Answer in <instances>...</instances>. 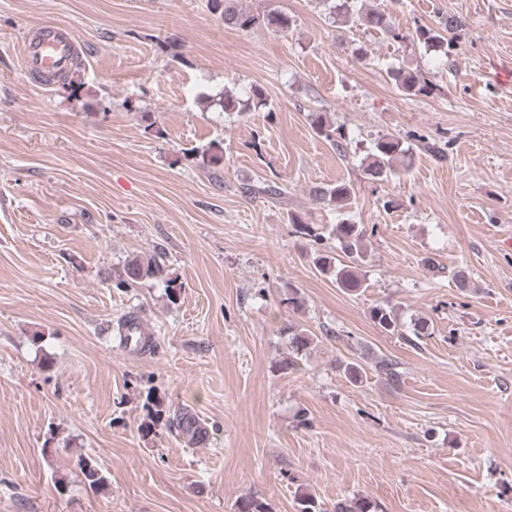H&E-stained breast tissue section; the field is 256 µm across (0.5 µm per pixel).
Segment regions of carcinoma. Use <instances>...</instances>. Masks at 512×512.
<instances>
[{"mask_svg":"<svg viewBox=\"0 0 512 512\" xmlns=\"http://www.w3.org/2000/svg\"><path fill=\"white\" fill-rule=\"evenodd\" d=\"M211 11L220 16L224 25L230 28L247 30L258 25L287 29L290 26L288 15L270 10L262 14L246 13L238 8L237 0H208ZM346 17V21H360L369 28H373L394 41H404L408 35L399 30L390 14L375 9H365L358 5V0H342L337 5ZM465 24L456 16H446L436 28L421 27L416 30L417 44L428 50L433 47L452 46L455 38L464 29ZM388 76L399 92L406 96L427 94L430 86L420 72L406 67H391ZM410 156V147L393 135H383L374 140L367 152L364 173L372 181L384 182L398 178L409 169L407 159ZM224 162L223 152L219 146L212 145L200 154V165L203 168H215ZM242 193L247 195H262L272 199H279L286 190L276 183H268L263 187L243 185ZM355 195L354 184L349 181H337L332 184H321L313 187L310 196L314 204L319 207H334L343 209L350 204ZM289 223L293 224L296 233L309 239L316 245L321 244L323 236L317 228L304 222L296 215L288 216ZM331 234L336 239V249L340 251L341 258L330 254L319 253L315 258V265L324 274L334 277L337 287L348 294H358L367 288L362 266L366 262L367 230L365 225L345 220L334 225ZM160 249H153L150 253H141L125 259L124 263L113 269L112 284L117 288H131L146 280H159L164 284L166 295L171 301H176L181 291L177 285V278L173 277L159 262ZM452 281L460 291H471L478 288L473 282L470 272L461 267L452 273ZM370 319L381 330L393 336H404L409 332L416 338L428 335L427 320L414 319L410 322L411 329H406L400 321L393 306L379 303L371 307ZM279 334L288 337V358L282 362L284 369H296L299 361L303 359L318 342V337L311 335L300 323L288 322L279 329ZM373 367L374 371L393 380L398 375L397 363L384 356H377L367 350L363 353V360L349 359L339 361L336 369L353 385L359 386L366 379L365 365ZM159 426L171 434L178 436L183 443L190 447H197L210 438L208 422L199 416L189 406L177 407L173 410L157 401L154 408L149 410L146 420L140 424L141 435L148 436ZM81 481L86 487L97 491L106 486L107 478L99 464L91 458H82L78 463ZM297 512H324L320 503L309 492H301L296 499ZM379 506L372 500L363 496L346 497L333 505L332 512H378ZM236 512H271L269 504L254 495H245L236 504Z\"/></svg>","mask_w":512,"mask_h":512,"instance_id":"cac0c4a2","label":"carcinoma"}]
</instances>
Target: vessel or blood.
Here are the masks:
<instances>
[{
  "mask_svg": "<svg viewBox=\"0 0 512 512\" xmlns=\"http://www.w3.org/2000/svg\"><path fill=\"white\" fill-rule=\"evenodd\" d=\"M78 50L74 31L65 25L41 23L35 35L25 37L22 64L26 73L51 77L65 72Z\"/></svg>",
  "mask_w": 512,
  "mask_h": 512,
  "instance_id": "obj_1",
  "label": "vessel or blood"
}]
</instances>
